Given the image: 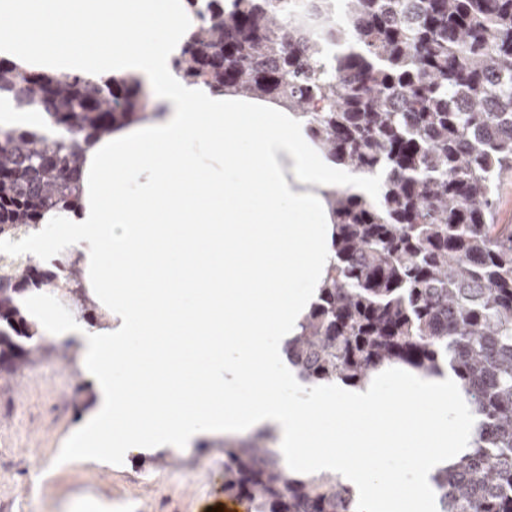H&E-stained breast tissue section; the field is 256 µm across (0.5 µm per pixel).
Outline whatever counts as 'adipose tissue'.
Wrapping results in <instances>:
<instances>
[{
	"mask_svg": "<svg viewBox=\"0 0 512 512\" xmlns=\"http://www.w3.org/2000/svg\"><path fill=\"white\" fill-rule=\"evenodd\" d=\"M196 27L191 0H0L1 63L152 93L145 119L84 143L77 201L30 239L38 260L70 247L109 315L89 331L28 303L44 335L81 339L96 382L72 453L269 427L289 467L338 474L366 512H438L432 477L471 450L478 421L452 369L324 388L283 363L336 258L332 194L369 197L376 181L288 107L177 77Z\"/></svg>",
	"mask_w": 512,
	"mask_h": 512,
	"instance_id": "1",
	"label": "adipose tissue"
}]
</instances>
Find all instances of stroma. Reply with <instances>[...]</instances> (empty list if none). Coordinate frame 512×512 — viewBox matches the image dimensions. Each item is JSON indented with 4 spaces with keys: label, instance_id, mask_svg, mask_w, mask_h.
<instances>
[{
    "label": "stroma",
    "instance_id": "1",
    "mask_svg": "<svg viewBox=\"0 0 512 512\" xmlns=\"http://www.w3.org/2000/svg\"><path fill=\"white\" fill-rule=\"evenodd\" d=\"M10 382L0 380V512H207L224 494L222 436L207 448L170 451L162 464L149 453L119 461L65 454L74 427L91 412L79 392L76 338ZM42 481L30 488V471Z\"/></svg>",
    "mask_w": 512,
    "mask_h": 512
}]
</instances>
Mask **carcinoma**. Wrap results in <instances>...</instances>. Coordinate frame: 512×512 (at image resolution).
<instances>
[{"label":"carcinoma","instance_id":"cac0c4a2","mask_svg":"<svg viewBox=\"0 0 512 512\" xmlns=\"http://www.w3.org/2000/svg\"><path fill=\"white\" fill-rule=\"evenodd\" d=\"M207 0L175 63L189 82L300 113L337 162L378 177L370 201L330 200L337 261L288 360L308 381L357 387L384 366L447 364L482 416L473 451L433 477L440 512H512V224L494 223L512 171V0ZM341 49L334 59L324 45ZM140 88L20 73L0 94L66 136L0 129V236L26 237L73 201L81 141L138 115ZM0 267V379L56 351L22 300L63 294L87 318L76 263ZM258 432L224 442V494L247 512H360L336 475L289 472Z\"/></svg>","mask_w":512,"mask_h":512}]
</instances>
